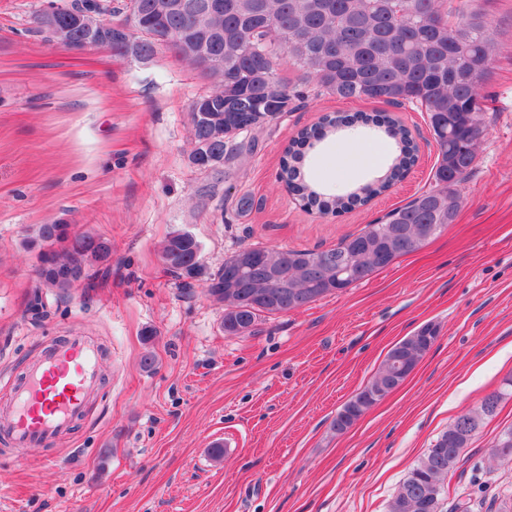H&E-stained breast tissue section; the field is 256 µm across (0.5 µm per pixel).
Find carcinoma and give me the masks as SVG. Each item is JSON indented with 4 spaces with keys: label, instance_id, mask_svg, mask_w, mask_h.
I'll list each match as a JSON object with an SVG mask.
<instances>
[{
    "label": "carcinoma",
    "instance_id": "1",
    "mask_svg": "<svg viewBox=\"0 0 512 512\" xmlns=\"http://www.w3.org/2000/svg\"><path fill=\"white\" fill-rule=\"evenodd\" d=\"M166 2L135 0L136 10L146 17L136 30L135 41L149 58L158 45L166 44L179 60L213 79L211 90L196 98L190 111L207 98H224V119L217 128L224 134V161L253 152L256 133L293 111L311 84L318 92L343 100L415 107L426 114L438 151L430 190L333 247L247 246L225 257L224 266L206 285L207 295L224 304L225 335L250 336L267 317L350 288L455 223L463 204L459 187L473 171L487 135L483 81L493 62L494 34L482 13L458 5L456 0H223L224 16L215 19L196 11L169 13ZM129 10L126 0H114L112 25L128 23ZM213 26L219 27V32L207 36L211 63L204 65L186 52L185 45L197 30ZM284 63L300 72L297 82L287 83L280 76ZM358 121L366 122L368 117L327 114L317 125L301 129L288 145L278 180L306 208L326 214L365 203L404 178L416 160L418 145L409 129L398 118L383 115L375 119L376 127L394 140L398 154L382 175L347 194H332L308 179L303 170L306 153L326 135ZM169 238L180 239L179 254L165 267L189 286L203 274L196 259L200 242L194 237L182 238L180 230L171 232ZM35 241L45 245L38 270L41 286L58 296L67 294L68 289L57 283L56 272H65L77 285L112 254V248L104 247L107 239L73 236L67 224L40 225ZM56 241H67L69 247L62 253L48 248ZM244 254L258 265L270 256L285 254L288 269L306 267L313 276L319 274L324 261L351 254L362 272L338 274L336 281L314 294L299 277L294 281L296 302L256 307L247 301L246 282L240 284L237 296L220 295L224 277ZM436 339L437 335L420 330L397 342L372 380L337 412L333 421L336 432L346 431L379 403L375 394L385 393L386 383L415 370ZM511 395L512 378H507L499 390L481 399L476 410L457 415L410 469L388 502L387 512H474L480 501L469 494L445 506L448 476L457 469L462 451L482 419L496 414L489 409L490 402L498 404ZM488 457L512 460V425L495 435Z\"/></svg>",
    "mask_w": 512,
    "mask_h": 512
}]
</instances>
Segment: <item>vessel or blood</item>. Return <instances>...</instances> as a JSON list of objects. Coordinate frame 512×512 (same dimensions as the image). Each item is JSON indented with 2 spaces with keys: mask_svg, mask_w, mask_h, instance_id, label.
<instances>
[{
  "mask_svg": "<svg viewBox=\"0 0 512 512\" xmlns=\"http://www.w3.org/2000/svg\"><path fill=\"white\" fill-rule=\"evenodd\" d=\"M97 343L73 335L28 364L0 397V438L17 448H39L66 437L85 418L100 381Z\"/></svg>",
  "mask_w": 512,
  "mask_h": 512,
  "instance_id": "1",
  "label": "vessel or blood"
}]
</instances>
